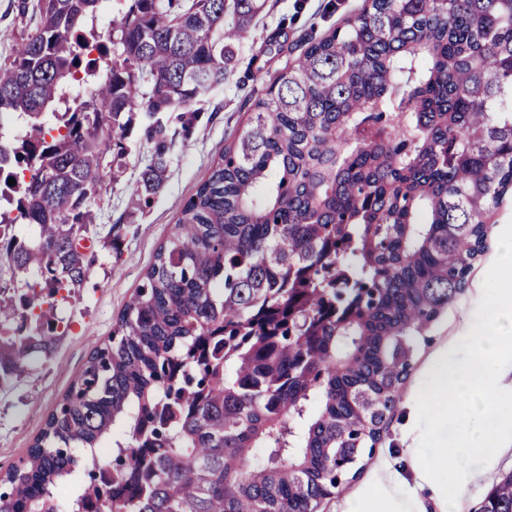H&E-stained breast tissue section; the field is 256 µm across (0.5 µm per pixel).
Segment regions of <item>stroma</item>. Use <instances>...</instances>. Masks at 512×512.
Here are the masks:
<instances>
[{"label":"stroma","instance_id":"stroma-1","mask_svg":"<svg viewBox=\"0 0 512 512\" xmlns=\"http://www.w3.org/2000/svg\"><path fill=\"white\" fill-rule=\"evenodd\" d=\"M20 0H0V66L10 64L33 33V22ZM363 0H268L237 48L232 75L223 86L192 104L199 118L188 138L177 140L170 154L163 191L148 207L132 209L130 185L140 173L151 146L139 122L124 138L126 155L118 180H105L96 210L94 263L79 291L58 309L68 332L46 359L36 362L12 385L0 388V473L25 458L48 415L83 370L94 341L107 339L127 300L154 260L157 248L174 232L182 204L205 177L248 116L252 99L264 96L274 77L293 63L302 38L320 37L355 14ZM512 222V196L505 197L488 224L487 248L475 262L465 292L454 299L429 328L413 368L402 386L379 443L361 475L337 489L321 512H364L368 496L382 491L393 512H441L429 488H418L416 397L436 367L437 354L462 352L475 323L484 276L495 261L499 235ZM512 470V443L488 465L469 468L455 512H481L486 492L504 471Z\"/></svg>","mask_w":512,"mask_h":512}]
</instances>
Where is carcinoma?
<instances>
[{"label": "carcinoma", "mask_w": 512, "mask_h": 512, "mask_svg": "<svg viewBox=\"0 0 512 512\" xmlns=\"http://www.w3.org/2000/svg\"><path fill=\"white\" fill-rule=\"evenodd\" d=\"M262 8L131 0L101 34L102 0L32 5L35 32L0 68V122L27 117L0 142V255L36 278L0 290V320L20 319L0 326V386L67 330L57 309L94 261L81 242L132 116L152 144L139 206ZM77 39L112 58L71 112ZM509 191L512 0H364L253 100L112 336L0 478V512H60L75 483L67 512H318L361 474ZM482 512H512V471Z\"/></svg>", "instance_id": "1"}]
</instances>
